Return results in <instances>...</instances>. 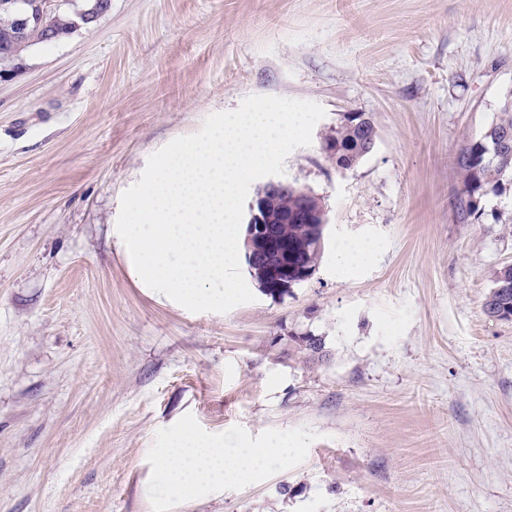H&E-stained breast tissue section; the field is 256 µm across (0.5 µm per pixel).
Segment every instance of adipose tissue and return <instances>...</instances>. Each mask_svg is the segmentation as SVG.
Returning a JSON list of instances; mask_svg holds the SVG:
<instances>
[{
    "label": "adipose tissue",
    "instance_id": "ef3b65f1",
    "mask_svg": "<svg viewBox=\"0 0 512 512\" xmlns=\"http://www.w3.org/2000/svg\"><path fill=\"white\" fill-rule=\"evenodd\" d=\"M287 463V449L274 440L259 448H223L183 430L160 457L158 472L168 489L195 495L210 486L247 481L267 467Z\"/></svg>",
    "mask_w": 512,
    "mask_h": 512
}]
</instances>
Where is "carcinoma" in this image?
Returning <instances> with one entry per match:
<instances>
[{
    "label": "carcinoma",
    "mask_w": 512,
    "mask_h": 512,
    "mask_svg": "<svg viewBox=\"0 0 512 512\" xmlns=\"http://www.w3.org/2000/svg\"><path fill=\"white\" fill-rule=\"evenodd\" d=\"M111 8L112 0H61L59 7L21 29L17 23L18 0H0V76L15 74L36 47L68 39L78 29L95 24ZM367 137L364 130L342 124L325 139L324 152L337 168H350L366 155ZM458 165L463 189L456 217L462 223L480 222L485 215V199L505 194L512 184V93L504 100L496 120L466 143ZM266 206L274 214L293 211L292 199L279 195L267 196ZM280 231L288 240V280L292 281L302 267L317 265L323 245L318 243L311 224H282ZM484 311L494 319H512V265L498 270ZM290 340L298 352L310 358L324 350L319 336H292Z\"/></svg>",
    "instance_id": "carcinoma-1"
}]
</instances>
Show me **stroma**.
Wrapping results in <instances>:
<instances>
[{"instance_id": "35a3bbf8", "label": "stroma", "mask_w": 512, "mask_h": 512, "mask_svg": "<svg viewBox=\"0 0 512 512\" xmlns=\"http://www.w3.org/2000/svg\"><path fill=\"white\" fill-rule=\"evenodd\" d=\"M511 92L512 0H112L36 48L0 80V512H512V321L484 312L512 223L455 216ZM251 94L326 111L283 176L327 212L318 268L227 313L158 302L121 195ZM354 115L377 145L340 170ZM348 237L378 261L338 273ZM185 424L288 464L184 498L157 461ZM359 126L353 130L348 123L342 124L336 127L335 134L325 139L326 146L323 150L336 162V167L339 169L356 165L368 154L366 153L368 134Z\"/></svg>"}]
</instances>
